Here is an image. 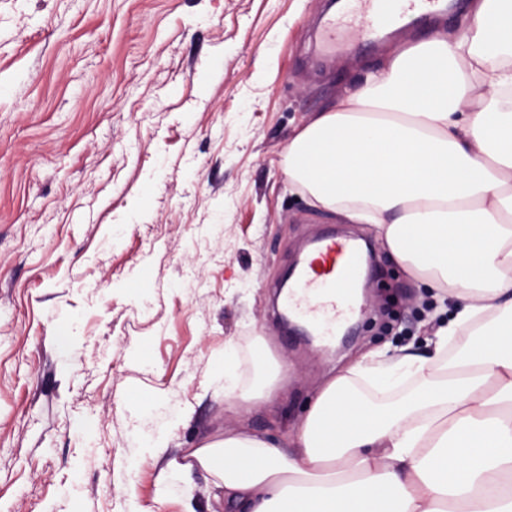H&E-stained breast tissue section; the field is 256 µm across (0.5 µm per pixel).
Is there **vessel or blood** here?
I'll list each match as a JSON object with an SVG mask.
<instances>
[{
  "label": "vessel or blood",
  "mask_w": 512,
  "mask_h": 512,
  "mask_svg": "<svg viewBox=\"0 0 512 512\" xmlns=\"http://www.w3.org/2000/svg\"><path fill=\"white\" fill-rule=\"evenodd\" d=\"M349 17L328 18L322 31L323 42L335 37L338 25H346L366 36L380 22L394 23L417 12L431 11L437 0H355ZM362 258L354 240L327 238L318 242L305 269L300 272L287 294L283 306L300 319L309 321L323 335H332L349 315L351 308L341 300L346 285L361 274Z\"/></svg>",
  "instance_id": "vessel-or-blood-1"
}]
</instances>
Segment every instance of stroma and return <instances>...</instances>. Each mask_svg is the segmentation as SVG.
<instances>
[{
    "label": "stroma",
    "instance_id": "35a3bbf8",
    "mask_svg": "<svg viewBox=\"0 0 512 512\" xmlns=\"http://www.w3.org/2000/svg\"><path fill=\"white\" fill-rule=\"evenodd\" d=\"M324 5L0 0V512H185L164 475L224 428L225 346L242 379L256 345L283 365L245 420L282 435L331 368L423 348L435 300L381 248V307L345 343L273 305L309 240L375 238L283 172L296 131L391 47L319 58ZM136 430L167 446L131 475Z\"/></svg>",
    "mask_w": 512,
    "mask_h": 512
}]
</instances>
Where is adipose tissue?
<instances>
[{
    "instance_id": "ef3b65f1",
    "label": "adipose tissue",
    "mask_w": 512,
    "mask_h": 512,
    "mask_svg": "<svg viewBox=\"0 0 512 512\" xmlns=\"http://www.w3.org/2000/svg\"><path fill=\"white\" fill-rule=\"evenodd\" d=\"M456 38L392 46L364 84L294 135L284 173L314 207L373 227L400 266L458 300L424 350L332 375L287 441L244 430L193 450L223 481L214 512H512V0H473ZM479 323L465 374L439 365ZM261 387L224 404L244 419L283 380L265 347ZM420 389L391 408L352 389Z\"/></svg>"
}]
</instances>
